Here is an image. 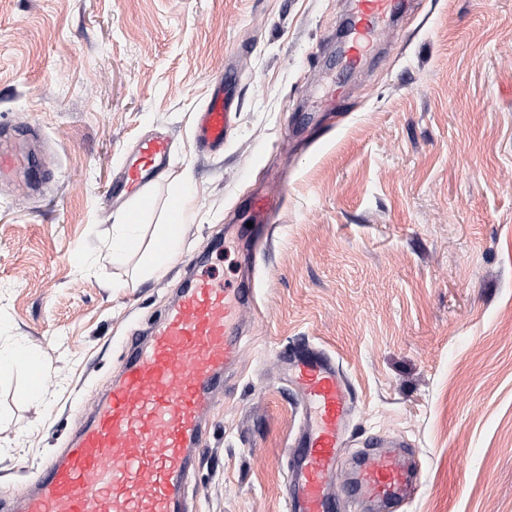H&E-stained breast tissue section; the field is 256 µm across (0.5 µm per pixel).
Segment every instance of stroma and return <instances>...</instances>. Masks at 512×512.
<instances>
[{
    "instance_id": "35a3bbf8",
    "label": "stroma",
    "mask_w": 512,
    "mask_h": 512,
    "mask_svg": "<svg viewBox=\"0 0 512 512\" xmlns=\"http://www.w3.org/2000/svg\"><path fill=\"white\" fill-rule=\"evenodd\" d=\"M348 2L0 0V126L30 128L51 177L0 181V344L49 366L38 400L0 374V495L87 421L201 255L228 283L255 265L256 302L188 512H286L300 418L276 358L307 342L357 390L337 489L376 436L406 441L420 471L402 512H512V0H414L328 81ZM217 81L231 129L201 155ZM147 134L172 154L145 241L177 190L197 210L158 278L107 247L138 202L112 183ZM260 196L283 199L261 251Z\"/></svg>"
}]
</instances>
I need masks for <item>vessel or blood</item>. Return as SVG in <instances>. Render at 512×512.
Listing matches in <instances>:
<instances>
[{"mask_svg":"<svg viewBox=\"0 0 512 512\" xmlns=\"http://www.w3.org/2000/svg\"><path fill=\"white\" fill-rule=\"evenodd\" d=\"M348 65L376 41L381 19L408 0H353ZM230 112L214 94L198 113L194 144L212 153L224 146ZM170 142L157 136L136 143L118 182L141 191L167 163ZM0 178L37 184L35 159L14 131L0 128ZM252 284L235 288L190 274L148 335L129 337L127 357L110 396L41 469L31 490L0 501V512H184L193 463L206 434L204 414L224 374L240 362L242 314L253 306ZM287 382L300 400L302 425L286 476L288 512H336L331 491L344 448L354 391L326 352L295 348L281 354ZM353 483L350 512L364 501L398 512L419 485L403 455L388 449L369 457Z\"/></svg>","mask_w":512,"mask_h":512,"instance_id":"1","label":"vessel or blood"}]
</instances>
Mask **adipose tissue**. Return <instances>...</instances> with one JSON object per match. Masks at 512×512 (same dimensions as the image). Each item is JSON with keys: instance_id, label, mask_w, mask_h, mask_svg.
Wrapping results in <instances>:
<instances>
[{"instance_id": "obj_1", "label": "adipose tissue", "mask_w": 512, "mask_h": 512, "mask_svg": "<svg viewBox=\"0 0 512 512\" xmlns=\"http://www.w3.org/2000/svg\"><path fill=\"white\" fill-rule=\"evenodd\" d=\"M181 243L179 233L170 224L159 225L153 244H145L137 220L131 219L112 227L111 250L113 256L141 254L143 270L149 275L163 273L173 259Z\"/></svg>"}]
</instances>
